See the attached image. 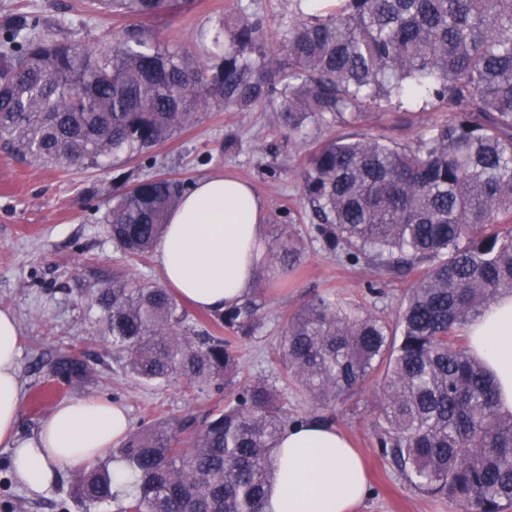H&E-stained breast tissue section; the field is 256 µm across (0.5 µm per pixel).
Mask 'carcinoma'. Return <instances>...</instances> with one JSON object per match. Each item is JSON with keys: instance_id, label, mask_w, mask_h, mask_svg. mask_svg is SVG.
<instances>
[{"instance_id": "obj_1", "label": "carcinoma", "mask_w": 512, "mask_h": 512, "mask_svg": "<svg viewBox=\"0 0 512 512\" xmlns=\"http://www.w3.org/2000/svg\"><path fill=\"white\" fill-rule=\"evenodd\" d=\"M189 0H88L95 13L153 19ZM263 19L224 17L200 55L142 28L120 38H62L23 8L0 15V139L61 168L138 158L195 126L213 106L244 112L279 96L274 124L357 127L367 109L426 96L448 112L415 145L350 134L315 146L301 188L325 248L384 276L422 270L395 324L319 296L289 317L276 352L279 378L328 404L371 377L382 391L376 436L420 493L466 512L512 505V413L468 352L465 330L512 293V0H336L302 14L281 53ZM188 183L160 175L112 198L104 221L125 253L150 256ZM300 248L279 238L283 271ZM95 304L151 384L177 376L222 382L228 400L177 430L160 419L130 433L117 455L137 491L121 512H265L277 440L292 423L276 382L233 381L240 339L263 318L254 295L214 313L222 336L185 335L172 292L114 276ZM92 368L66 354L52 368L69 384ZM112 459L74 474L84 512L117 500Z\"/></svg>"}]
</instances>
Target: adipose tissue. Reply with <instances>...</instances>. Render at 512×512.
Wrapping results in <instances>:
<instances>
[{
    "mask_svg": "<svg viewBox=\"0 0 512 512\" xmlns=\"http://www.w3.org/2000/svg\"><path fill=\"white\" fill-rule=\"evenodd\" d=\"M265 200L223 170L198 179L174 210L157 247L164 283L197 308L216 312L241 302L262 256ZM472 355L495 378L500 411L512 412V295L505 294L467 329ZM19 331L0 309V446L10 448L14 478L42 494L60 469L78 471L119 448L130 428L126 408L110 401L56 404L38 432L21 438ZM266 512H357L371 493L358 451L335 426L305 419L277 446Z\"/></svg>",
    "mask_w": 512,
    "mask_h": 512,
    "instance_id": "1",
    "label": "adipose tissue"
}]
</instances>
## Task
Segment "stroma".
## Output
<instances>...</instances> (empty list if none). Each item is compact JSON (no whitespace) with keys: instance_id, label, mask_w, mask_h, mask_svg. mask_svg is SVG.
I'll return each instance as SVG.
<instances>
[{"instance_id":"obj_1","label":"stroma","mask_w":512,"mask_h":512,"mask_svg":"<svg viewBox=\"0 0 512 512\" xmlns=\"http://www.w3.org/2000/svg\"><path fill=\"white\" fill-rule=\"evenodd\" d=\"M21 6L37 12L60 33L118 38L134 20L89 13L83 0H0V12ZM247 12L262 18L273 46H282L297 18L296 0H194L191 9L147 21L160 40L187 44L199 32L213 30L227 14ZM278 107L268 102L247 112L212 109L197 125L176 134L154 151L155 167L135 160L103 169H62L17 155L0 143V308L10 309L20 329L19 366L23 404L18 430L34 435L55 405L71 398L109 399L124 405L132 427L156 418L199 416L218 395L208 385L185 388L182 380L160 384L135 380L124 368L123 354L93 302L97 288L113 274L132 282L161 283L155 259L131 260L112 242L103 217L112 194L125 182L149 172L193 181L215 169L232 171L267 203L264 244L274 246L281 232L301 238L305 252L288 275L274 272L255 280L265 302L260 339L240 347L238 380L278 374L271 350L289 316L311 298L338 293L358 312L394 321L405 290L416 273L377 280L367 269L350 266L326 251L315 230L311 206L303 196L298 171L317 142L342 133L341 125H311L299 132L271 124ZM439 114L422 99L373 108L364 133L385 135L398 145L414 144ZM276 176H269V169ZM74 354L94 368L85 385L52 381L50 362ZM380 389L367 381L354 395L327 413L363 454L371 476V494L358 512H464L462 506L429 497L409 486L401 470L382 455L376 440ZM9 449L0 447V504L14 512H57L67 498L72 473L61 469L54 486L33 497L9 470Z\"/></svg>"}]
</instances>
